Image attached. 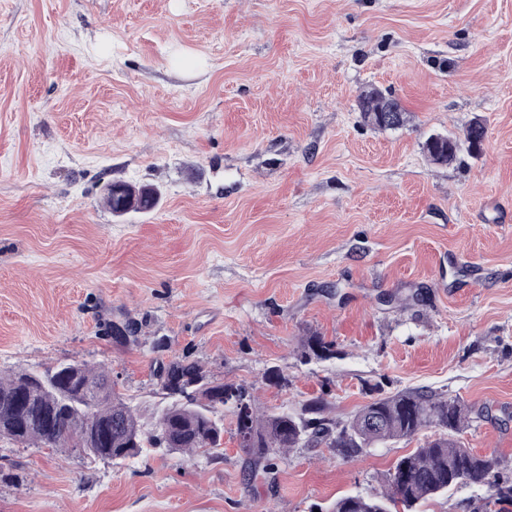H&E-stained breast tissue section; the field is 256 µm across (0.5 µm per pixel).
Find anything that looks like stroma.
Instances as JSON below:
<instances>
[{
	"label": "stroma",
	"mask_w": 512,
	"mask_h": 512,
	"mask_svg": "<svg viewBox=\"0 0 512 512\" xmlns=\"http://www.w3.org/2000/svg\"><path fill=\"white\" fill-rule=\"evenodd\" d=\"M370 87L404 126L364 123ZM477 117L480 154L428 160ZM111 181L158 203L113 215ZM128 319L139 345L108 332ZM312 334L333 357H303ZM185 355L270 412L458 397L460 440L512 477V0H0V375L102 365L148 423ZM431 434L293 448L272 480L229 406L220 456L0 439V512H327Z\"/></svg>",
	"instance_id": "obj_1"
}]
</instances>
